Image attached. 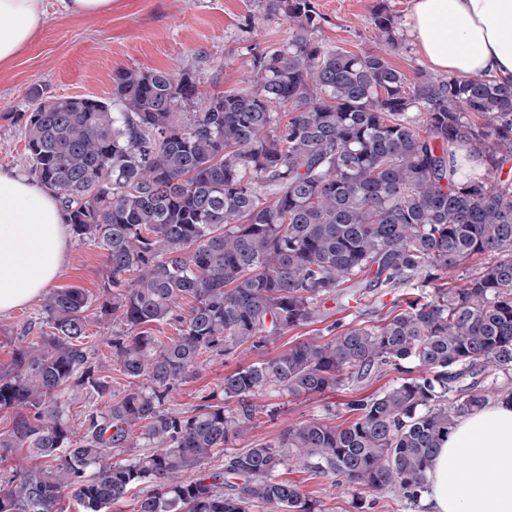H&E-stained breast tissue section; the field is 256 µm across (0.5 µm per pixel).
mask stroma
<instances>
[{
  "mask_svg": "<svg viewBox=\"0 0 512 512\" xmlns=\"http://www.w3.org/2000/svg\"><path fill=\"white\" fill-rule=\"evenodd\" d=\"M322 22L316 36L324 44L355 54L375 52L406 75L428 70L429 65L409 35L410 0H387L401 42L398 49L382 42L369 21L375 0H316ZM47 18L13 62L0 70V168L25 171L24 141L9 115L27 108L32 96L60 98L112 96V73L124 67L138 70L166 69L196 74L199 91L208 96L250 85L253 77L248 48L257 43L281 45L288 38L284 18L266 16L260 0H112L107 10L92 18L64 12L59 0H46ZM105 253L90 242L71 240L66 266L56 280L59 288L85 289L99 296L105 273ZM397 290L380 289L372 298H347L334 308L333 318L343 324H380L390 312ZM40 302L0 318V365L8 364L20 343L34 340ZM121 319L106 317L89 326V344L100 376L116 390L126 389L128 379L112 364L106 339L122 330ZM312 328H297L259 351L233 359H208L192 378L170 394L168 408L193 410L203 396L222 384L224 375L237 367L273 357L289 346L315 338ZM398 380L395 371L383 369L367 381L324 395L308 397L264 396L268 408L256 426L235 440L233 450L276 440L291 424L313 419L346 421L344 405L355 396L377 394ZM285 479L299 483L315 496L324 512H356L352 494L337 493L332 477H311L291 467Z\"/></svg>",
  "mask_w": 512,
  "mask_h": 512,
  "instance_id": "1",
  "label": "stroma"
}]
</instances>
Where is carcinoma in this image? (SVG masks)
Masks as SVG:
<instances>
[{
    "mask_svg": "<svg viewBox=\"0 0 512 512\" xmlns=\"http://www.w3.org/2000/svg\"><path fill=\"white\" fill-rule=\"evenodd\" d=\"M263 2L288 39L250 49L245 89L203 97L190 72L118 68L109 99L35 96L9 113L29 174L74 237L105 252L107 274L96 299L50 292V331L0 365V448L42 459L0 475V512H64L68 496L105 512L142 484L135 512H322L280 479L293 463L344 493L416 505L455 420L488 400L480 376L512 371V78H410L380 54L315 40V0ZM371 22L399 47L386 0ZM482 255L481 272L446 287ZM360 284L408 292L380 325L332 323V339L225 374L189 412L166 408L201 361L322 323L326 301ZM111 315L126 326L108 339L120 393L83 343ZM156 324L177 336L161 340ZM385 367L403 377L349 400V423L291 424L210 468L252 429L258 396L334 392ZM71 387L101 400L79 437L61 400ZM138 447L148 452L123 457Z\"/></svg>",
    "mask_w": 512,
    "mask_h": 512,
    "instance_id": "cac0c4a2",
    "label": "carcinoma"
}]
</instances>
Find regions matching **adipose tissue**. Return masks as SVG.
Segmentation results:
<instances>
[{
    "label": "adipose tissue",
    "instance_id": "obj_1",
    "mask_svg": "<svg viewBox=\"0 0 512 512\" xmlns=\"http://www.w3.org/2000/svg\"><path fill=\"white\" fill-rule=\"evenodd\" d=\"M45 18L44 0H0V66ZM409 27L434 70L512 77V0H411ZM69 235L53 194L0 169V317L59 278ZM428 477L429 512H512V405L492 400L459 417Z\"/></svg>",
    "mask_w": 512,
    "mask_h": 512
}]
</instances>
